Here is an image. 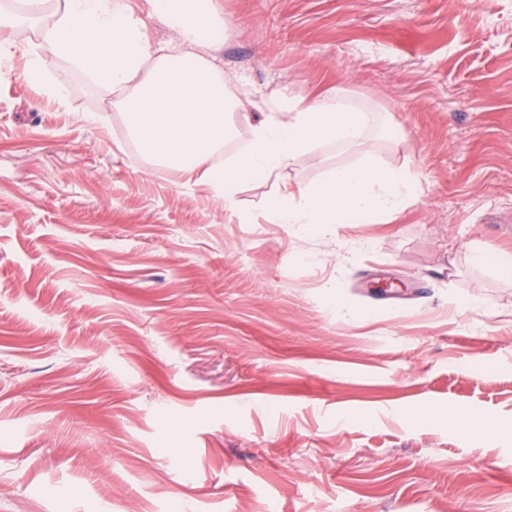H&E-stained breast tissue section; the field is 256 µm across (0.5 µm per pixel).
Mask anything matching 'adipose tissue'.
Returning a JSON list of instances; mask_svg holds the SVG:
<instances>
[{"label":"adipose tissue","instance_id":"adipose-tissue-1","mask_svg":"<svg viewBox=\"0 0 512 512\" xmlns=\"http://www.w3.org/2000/svg\"><path fill=\"white\" fill-rule=\"evenodd\" d=\"M152 13L172 35L160 49L129 0H56L47 13L33 0L27 9L1 12L0 26L38 18L56 56L111 89L142 153L206 181L230 210L241 182L279 174L317 144H363L370 116L341 93L307 104L269 95L262 99V120L252 122L244 100L212 59L224 32L214 0H152ZM242 136L245 150L213 164L225 143ZM419 191V177L410 169L364 161L330 168L298 196L274 199L271 209L280 223L320 231L375 223L415 203Z\"/></svg>","mask_w":512,"mask_h":512}]
</instances>
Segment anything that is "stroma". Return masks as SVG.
<instances>
[{
    "mask_svg": "<svg viewBox=\"0 0 512 512\" xmlns=\"http://www.w3.org/2000/svg\"><path fill=\"white\" fill-rule=\"evenodd\" d=\"M217 2L239 87L383 124L228 210L0 29V512H512V273L470 260L512 255V0ZM364 160L418 200L320 233L267 207Z\"/></svg>",
    "mask_w": 512,
    "mask_h": 512,
    "instance_id": "1",
    "label": "stroma"
}]
</instances>
